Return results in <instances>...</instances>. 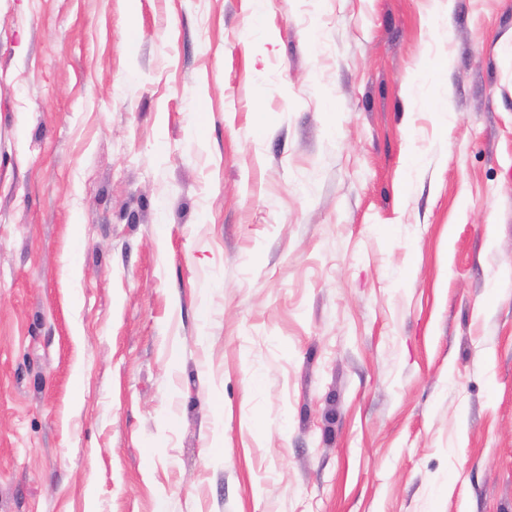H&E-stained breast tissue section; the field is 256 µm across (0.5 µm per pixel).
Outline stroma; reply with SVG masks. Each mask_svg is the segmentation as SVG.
Masks as SVG:
<instances>
[{
  "mask_svg": "<svg viewBox=\"0 0 512 512\" xmlns=\"http://www.w3.org/2000/svg\"><path fill=\"white\" fill-rule=\"evenodd\" d=\"M0 0V512H512V0Z\"/></svg>",
  "mask_w": 512,
  "mask_h": 512,
  "instance_id": "35a3bbf8",
  "label": "stroma"
}]
</instances>
